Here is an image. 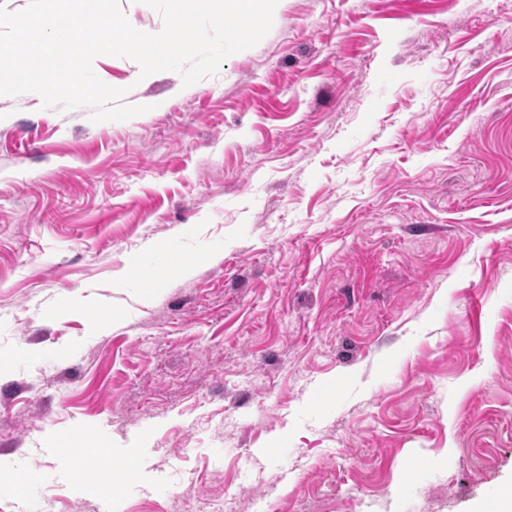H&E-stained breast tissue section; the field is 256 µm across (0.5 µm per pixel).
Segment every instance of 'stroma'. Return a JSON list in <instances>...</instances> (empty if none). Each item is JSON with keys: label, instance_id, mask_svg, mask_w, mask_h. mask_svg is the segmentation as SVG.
<instances>
[{"label": "stroma", "instance_id": "obj_1", "mask_svg": "<svg viewBox=\"0 0 512 512\" xmlns=\"http://www.w3.org/2000/svg\"><path fill=\"white\" fill-rule=\"evenodd\" d=\"M92 68L146 113L0 96V512L491 507L512 0H278L191 86Z\"/></svg>", "mask_w": 512, "mask_h": 512}]
</instances>
